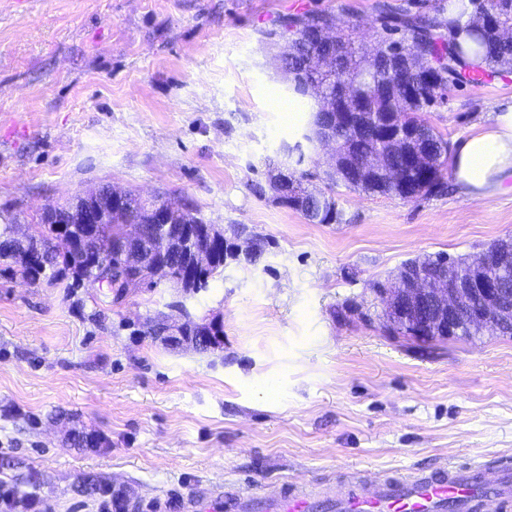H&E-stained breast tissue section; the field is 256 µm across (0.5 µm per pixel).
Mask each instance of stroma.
<instances>
[{
  "instance_id": "35a3bbf8",
  "label": "stroma",
  "mask_w": 512,
  "mask_h": 512,
  "mask_svg": "<svg viewBox=\"0 0 512 512\" xmlns=\"http://www.w3.org/2000/svg\"><path fill=\"white\" fill-rule=\"evenodd\" d=\"M377 0H0V224L102 185L194 205L270 246L195 294L31 284L0 267V492L40 512H184L188 497L336 483L512 456V338L389 335L374 281L407 260L475 259L512 237V196L406 202L345 186L338 224L256 195L302 142L312 96L274 61L283 20L331 15L366 45ZM512 97V74L449 89L448 141ZM292 102V113L279 109ZM220 321L219 348L147 332ZM94 479L92 495L78 490Z\"/></svg>"
}]
</instances>
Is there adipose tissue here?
Returning a JSON list of instances; mask_svg holds the SVG:
<instances>
[{
	"label": "adipose tissue",
	"mask_w": 512,
	"mask_h": 512,
	"mask_svg": "<svg viewBox=\"0 0 512 512\" xmlns=\"http://www.w3.org/2000/svg\"><path fill=\"white\" fill-rule=\"evenodd\" d=\"M457 192L473 200L512 195V98L489 120L458 139L450 154Z\"/></svg>",
	"instance_id": "1"
}]
</instances>
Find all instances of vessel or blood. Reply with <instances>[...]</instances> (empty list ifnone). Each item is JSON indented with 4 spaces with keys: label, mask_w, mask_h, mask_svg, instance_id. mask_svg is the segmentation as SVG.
Here are the masks:
<instances>
[{
    "label": "vessel or blood",
    "mask_w": 512,
    "mask_h": 512,
    "mask_svg": "<svg viewBox=\"0 0 512 512\" xmlns=\"http://www.w3.org/2000/svg\"><path fill=\"white\" fill-rule=\"evenodd\" d=\"M485 474L479 463L378 478L352 474L349 490L337 496L317 498L309 486L245 494L231 490L223 501L201 503L197 512H313L320 505L331 512H446L452 501L460 512H488L486 498L474 491Z\"/></svg>",
    "instance_id": "b4317fda"
}]
</instances>
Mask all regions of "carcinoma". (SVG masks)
<instances>
[{
	"instance_id": "cac0c4a2",
	"label": "carcinoma",
	"mask_w": 512,
	"mask_h": 512,
	"mask_svg": "<svg viewBox=\"0 0 512 512\" xmlns=\"http://www.w3.org/2000/svg\"><path fill=\"white\" fill-rule=\"evenodd\" d=\"M442 0H434L424 13L410 8L398 12L388 4L379 6V18L384 30L402 31L404 38H384L374 48L370 69L361 67V55L356 46V36L352 30H342L335 35V42L345 46V59L336 71L324 68V61L330 55L331 41L323 37L330 31L333 18L326 13H317L302 18H292L285 23L291 37L275 55L277 68L291 78L294 90L306 94L312 83L317 82L330 88L347 81L356 90L363 92L365 104L361 112L339 127L337 135L343 140L344 148L352 154L356 163L366 169L367 174L356 177L349 170L324 169L320 181L328 185L338 183L369 195L399 198L411 201L424 196L442 194L448 191V140L437 133L423 118V113L431 111L438 100L444 98L448 89L462 84L475 83L482 78L512 69V36L506 38L499 32L490 31L476 20L469 18L468 28L474 33L476 54L482 57L478 65L467 60L460 49L448 36V22L444 20ZM409 55L420 60L432 78L425 87V95L415 101L401 99L398 95L385 96L381 86L391 82L394 75L389 64L393 60H405ZM336 105V98L316 102L313 113L309 141L318 140L325 133L323 111ZM385 115L400 126H406L417 134L419 163L411 166L407 162L408 147L397 140L381 141L379 121ZM269 189L278 204L299 212L312 224H337L342 213L336 200L321 187L310 183V174L300 173L286 188L279 185V174L269 177ZM156 201H141L134 206H112L105 208V221L101 225L100 249L108 256H114L123 246L125 226H144L147 241L153 242L158 233L152 230V210ZM43 229L40 237L28 242V249L0 251V262L26 276L36 283L42 279L66 283L75 288L86 283L96 285V274L92 272L96 253H88L76 246L83 241L85 227L82 224H68L61 233L50 222V216L42 218ZM175 225L189 224L196 232L198 241L208 238V231L214 225L207 223L187 205L170 215ZM266 239L255 236L244 253L231 249L219 253L215 262L200 270L188 285L187 292L197 293L209 285L224 263L231 259L248 265L256 264L267 252ZM188 262V255L174 247L166 248L165 261L155 264L147 261L144 279L151 288L168 279ZM183 335L195 348L205 351L210 344L199 339L204 333L215 337L216 345H221L223 328L211 324L196 323L182 326Z\"/></svg>"
}]
</instances>
